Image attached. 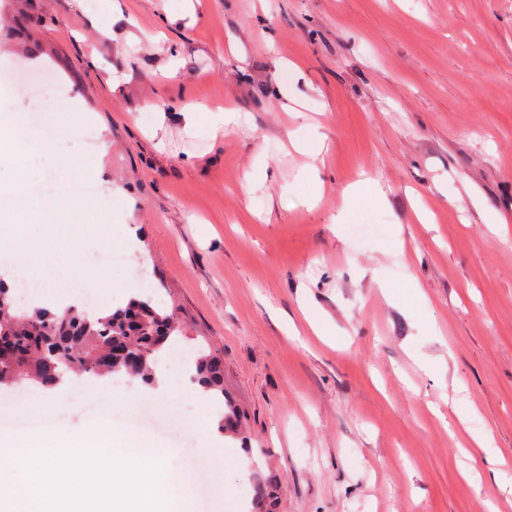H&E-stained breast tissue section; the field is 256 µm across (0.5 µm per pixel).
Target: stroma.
<instances>
[{
	"label": "stroma",
	"mask_w": 512,
	"mask_h": 512,
	"mask_svg": "<svg viewBox=\"0 0 512 512\" xmlns=\"http://www.w3.org/2000/svg\"><path fill=\"white\" fill-rule=\"evenodd\" d=\"M6 71L53 81L38 98L0 82L6 117L47 116L62 156L32 196L93 184L104 207L56 221L73 239L107 224L129 262L53 236L20 273L48 305L92 279L116 308L140 285L182 351L224 362L240 433L189 379L134 380L129 400L192 473L193 512H512V0H0ZM225 105L237 122L213 131ZM299 135L328 147L317 173ZM364 173L385 206L347 195ZM114 382L0 401L55 397L78 433ZM200 415L221 457L186 452Z\"/></svg>",
	"instance_id": "35a3bbf8"
}]
</instances>
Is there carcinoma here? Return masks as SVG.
<instances>
[{
  "instance_id": "obj_1",
  "label": "carcinoma",
  "mask_w": 512,
  "mask_h": 512,
  "mask_svg": "<svg viewBox=\"0 0 512 512\" xmlns=\"http://www.w3.org/2000/svg\"><path fill=\"white\" fill-rule=\"evenodd\" d=\"M175 330L173 318L149 300L132 299L105 317L69 309L58 315L44 307L18 308L0 287V341L22 354L0 352V384L27 379L52 387L68 373L103 377L125 373L152 380V356ZM195 379L224 396V364L214 355L195 358Z\"/></svg>"
}]
</instances>
